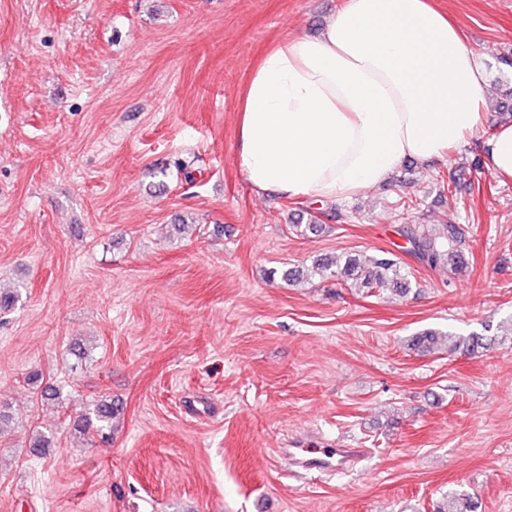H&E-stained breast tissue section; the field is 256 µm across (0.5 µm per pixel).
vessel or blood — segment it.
<instances>
[{
    "label": "vessel or blood",
    "mask_w": 512,
    "mask_h": 512,
    "mask_svg": "<svg viewBox=\"0 0 512 512\" xmlns=\"http://www.w3.org/2000/svg\"><path fill=\"white\" fill-rule=\"evenodd\" d=\"M278 454L285 461L290 474L332 476L336 472L354 468L367 456L368 451L312 437L298 441L296 447L279 449Z\"/></svg>",
    "instance_id": "vessel-or-blood-1"
}]
</instances>
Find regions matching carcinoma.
<instances>
[{"label":"carcinoma","mask_w":512,"mask_h":512,"mask_svg":"<svg viewBox=\"0 0 512 512\" xmlns=\"http://www.w3.org/2000/svg\"><path fill=\"white\" fill-rule=\"evenodd\" d=\"M403 235L409 242L411 252L421 261L431 267H437L445 256V251L436 240L425 234L417 226L402 228ZM443 238L453 247L456 254H461L459 248L467 244L465 230L457 224L444 225ZM319 270L326 277H336L341 280H354L361 283L369 292H382L390 290L400 294L406 293L410 288L407 277L401 273L399 259L390 252L360 259L356 256L346 258L343 266H334L332 262H323ZM452 338L449 333H440L435 330H425L412 339V347L422 353L431 352L437 348L440 336ZM113 409L112 403L103 401L95 405L91 412L80 419V430L83 433L93 432L100 436L111 430ZM449 497L460 503L455 512H477V497L466 490L449 493Z\"/></svg>","instance_id":"carcinoma-1"}]
</instances>
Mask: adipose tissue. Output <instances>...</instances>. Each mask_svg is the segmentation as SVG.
I'll return each mask as SVG.
<instances>
[{"mask_svg": "<svg viewBox=\"0 0 512 512\" xmlns=\"http://www.w3.org/2000/svg\"><path fill=\"white\" fill-rule=\"evenodd\" d=\"M486 71L433 0H342L318 37L268 49L239 100L236 163L256 194L336 200L481 129ZM512 178V125L482 144Z\"/></svg>", "mask_w": 512, "mask_h": 512, "instance_id": "obj_1", "label": "adipose tissue"}]
</instances>
